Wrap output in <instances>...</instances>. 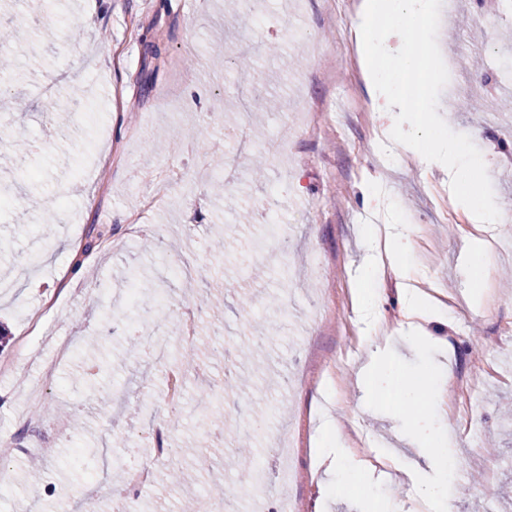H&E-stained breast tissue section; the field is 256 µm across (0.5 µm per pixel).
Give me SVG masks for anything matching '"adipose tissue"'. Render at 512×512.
Returning a JSON list of instances; mask_svg holds the SVG:
<instances>
[{
    "instance_id": "1",
    "label": "adipose tissue",
    "mask_w": 512,
    "mask_h": 512,
    "mask_svg": "<svg viewBox=\"0 0 512 512\" xmlns=\"http://www.w3.org/2000/svg\"><path fill=\"white\" fill-rule=\"evenodd\" d=\"M369 240L368 255L361 266L356 280V308L359 317L369 333L382 332L383 325L373 316L374 309L380 308L383 297L377 286L387 272L402 273L406 260L413 249V230L406 225L372 224L367 226ZM408 310L405 327L409 335L415 336L419 343L435 351H448V341L436 337L428 329L429 323L451 324L454 311L436 301L431 293L413 284H403L400 294ZM457 473L449 469L447 463L436 467L434 481L422 484L414 483L413 502L420 512H454L453 495L450 485L456 480Z\"/></svg>"
}]
</instances>
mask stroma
<instances>
[{
  "instance_id": "1",
  "label": "stroma",
  "mask_w": 512,
  "mask_h": 512,
  "mask_svg": "<svg viewBox=\"0 0 512 512\" xmlns=\"http://www.w3.org/2000/svg\"><path fill=\"white\" fill-rule=\"evenodd\" d=\"M12 0L0 23L24 24L0 62V434L23 454L0 463V512H60L83 496L92 512H112L123 467L136 465L152 424L169 426L174 446L209 455L222 478L193 474L175 488L164 473L136 494L140 512H198L209 493L226 512H268L287 496L303 512H378L406 500L399 467L423 447L413 417L441 414L460 471L457 512H512V13L495 19L487 0H456L437 35L442 56L459 60L438 112L480 150L496 204L495 224L474 223L451 191L444 165L385 141L393 113L372 104L363 77L347 74L350 46L328 17L333 0H266L268 23L253 30L234 0ZM80 98H72L71 89ZM198 106H186L189 91ZM72 113L70 124L58 108ZM308 109L309 128L281 155L253 159L286 116ZM252 147L243 149L241 137ZM176 164L182 182L160 186L157 168ZM385 172L395 207L367 205L362 186ZM278 191V222L267 197ZM162 205L132 232L147 197ZM366 224L415 230L410 275L458 308L453 326L430 324L452 344L453 379L441 389L433 357L411 336L371 342L355 308L353 278L366 249ZM475 235L498 246L483 282L484 306L464 310ZM154 278L134 281L133 271ZM196 309L197 341L222 350L189 379L183 408L171 414L164 378L149 368L153 346L174 362L180 313ZM68 340L57 359L54 344ZM398 363L422 396L399 407L365 394L361 370L370 344ZM480 378L463 410L451 391ZM42 382L39 429L19 427L21 389ZM96 387L98 400L86 398ZM306 422L296 459L301 480L278 481L272 431ZM357 433L350 458L369 463L343 474L320 466L326 425ZM248 438L264 477L238 490L231 454Z\"/></svg>"
}]
</instances>
